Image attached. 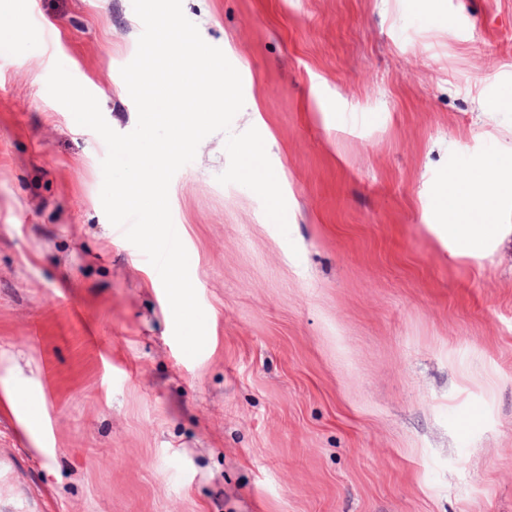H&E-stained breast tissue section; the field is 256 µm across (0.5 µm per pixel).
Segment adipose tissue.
Instances as JSON below:
<instances>
[{"mask_svg": "<svg viewBox=\"0 0 512 512\" xmlns=\"http://www.w3.org/2000/svg\"><path fill=\"white\" fill-rule=\"evenodd\" d=\"M512 200V164L495 159L475 166L467 179H448L434 203V231L451 257H476L512 235L511 224L497 223L505 200Z\"/></svg>", "mask_w": 512, "mask_h": 512, "instance_id": "obj_1", "label": "adipose tissue"}]
</instances>
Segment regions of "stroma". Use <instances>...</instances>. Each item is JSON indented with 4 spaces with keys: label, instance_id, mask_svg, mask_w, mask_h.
Returning <instances> with one entry per match:
<instances>
[{
    "label": "stroma",
    "instance_id": "obj_1",
    "mask_svg": "<svg viewBox=\"0 0 512 512\" xmlns=\"http://www.w3.org/2000/svg\"><path fill=\"white\" fill-rule=\"evenodd\" d=\"M242 73L289 236L219 184L226 135L173 177L207 318L187 357L159 275L104 214L132 0H0V512H512V242L450 258L449 176L512 158V0H183Z\"/></svg>",
    "mask_w": 512,
    "mask_h": 512
}]
</instances>
